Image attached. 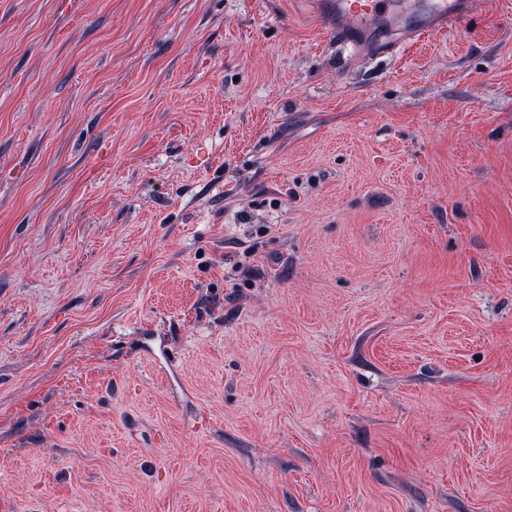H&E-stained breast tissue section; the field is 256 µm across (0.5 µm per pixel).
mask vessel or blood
I'll return each mask as SVG.
<instances>
[{"mask_svg":"<svg viewBox=\"0 0 512 512\" xmlns=\"http://www.w3.org/2000/svg\"><path fill=\"white\" fill-rule=\"evenodd\" d=\"M480 4L481 0H323L321 10L337 41L366 53H383L390 48L387 31L416 41L431 29L454 26Z\"/></svg>","mask_w":512,"mask_h":512,"instance_id":"obj_1","label":"vessel or blood"}]
</instances>
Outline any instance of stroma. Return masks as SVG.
<instances>
[{
    "instance_id": "1",
    "label": "stroma",
    "mask_w": 512,
    "mask_h": 512,
    "mask_svg": "<svg viewBox=\"0 0 512 512\" xmlns=\"http://www.w3.org/2000/svg\"><path fill=\"white\" fill-rule=\"evenodd\" d=\"M0 512H512V0H0ZM480 0H325L321 10L336 40L365 53L387 52L385 32L396 30L418 41L434 28L454 26Z\"/></svg>"
}]
</instances>
